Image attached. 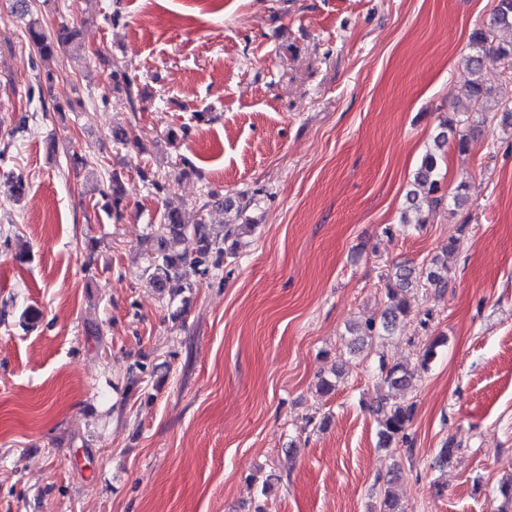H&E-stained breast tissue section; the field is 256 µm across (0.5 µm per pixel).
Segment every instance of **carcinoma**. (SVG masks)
Segmentation results:
<instances>
[{"instance_id": "carcinoma-1", "label": "carcinoma", "mask_w": 512, "mask_h": 512, "mask_svg": "<svg viewBox=\"0 0 512 512\" xmlns=\"http://www.w3.org/2000/svg\"><path fill=\"white\" fill-rule=\"evenodd\" d=\"M490 27L512 29V0H498ZM28 34L38 55L48 60L75 46L79 31L74 26L62 25L54 35L47 36L33 23ZM486 43L485 30H474L471 36L472 54L465 58L467 67L475 75L468 90L469 108L464 112L450 113L440 122V131L434 137L433 147L426 150L414 173L412 189L407 193V202L408 210L417 214L418 224L427 221L424 211H436L445 202L439 192L448 135L457 137L456 147L459 152L464 153L468 151L471 134L479 124L475 114L512 112V106L495 99L494 89L488 85V79L485 77L488 59ZM111 79L112 92L119 95V99L129 111L137 113L144 110L142 103L146 101L147 95L136 79L118 67L112 70ZM100 195L105 200L103 209L108 215L117 220L121 219L126 187L117 172L110 174L107 188L100 190ZM162 219V235L156 239L157 246L147 250L145 267L147 277L159 288L165 287L178 269L187 263L197 268L203 276L218 269L224 259L235 255L234 249L225 247V244L247 228L245 224H226L224 237L218 239L212 235L206 219L202 216L191 226L185 224L182 207L170 199L165 200ZM421 285L446 287L447 280L440 274L439 257H432L419 268L406 264L393 266L386 281L387 303L379 318H369L352 331L354 338L350 342V352L360 353L372 345L374 340L393 335L400 321L411 312L408 292ZM376 369L389 394L380 396L379 400L370 406V410L377 416L382 447L389 448L393 443L406 438L405 431L412 421L415 404L401 398L398 392L409 387L415 370L399 363H391L383 354L378 358ZM379 512H402L391 479L385 480L381 489Z\"/></svg>"}]
</instances>
